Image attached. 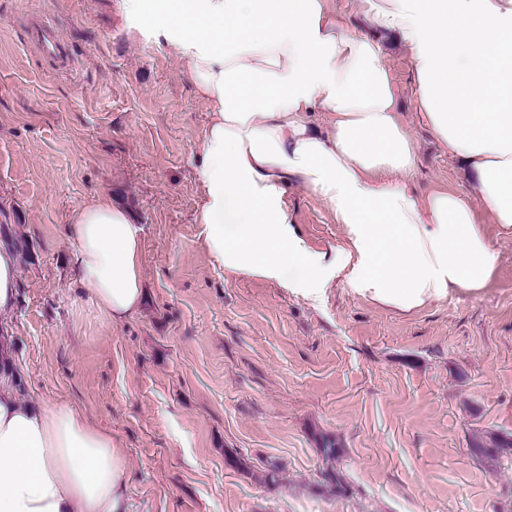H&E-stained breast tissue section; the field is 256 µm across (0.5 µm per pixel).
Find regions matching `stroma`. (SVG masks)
<instances>
[{
  "instance_id": "stroma-1",
  "label": "stroma",
  "mask_w": 512,
  "mask_h": 512,
  "mask_svg": "<svg viewBox=\"0 0 512 512\" xmlns=\"http://www.w3.org/2000/svg\"><path fill=\"white\" fill-rule=\"evenodd\" d=\"M68 44L62 69L28 42L31 16ZM163 0H0V232L18 246L12 330L22 402L65 401L112 435L129 512H512V461L473 436L512 433V239L494 285L412 314L341 284L319 302L217 268L194 221L210 106L161 32ZM417 143L414 186L471 192L415 111L400 44L385 57ZM143 227L147 299L100 322L78 286L66 226L100 193ZM315 251L344 236L289 187ZM344 450L348 493L323 478L321 437Z\"/></svg>"
}]
</instances>
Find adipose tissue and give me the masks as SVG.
<instances>
[{
	"mask_svg": "<svg viewBox=\"0 0 512 512\" xmlns=\"http://www.w3.org/2000/svg\"><path fill=\"white\" fill-rule=\"evenodd\" d=\"M373 33L332 0H172L167 39L209 103L196 223L219 268L307 297L331 282L411 314L492 284L512 239V0H360ZM407 48L417 109L475 176L474 196L410 185L416 144L397 110L380 32ZM328 115L330 130L310 115ZM309 189L344 229L327 252L294 231ZM142 225L102 194L66 227L79 285L119 324L144 300ZM131 473L109 432L65 403L17 395L0 335V512H127Z\"/></svg>",
	"mask_w": 512,
	"mask_h": 512,
	"instance_id": "ef3b65f1",
	"label": "adipose tissue"
}]
</instances>
